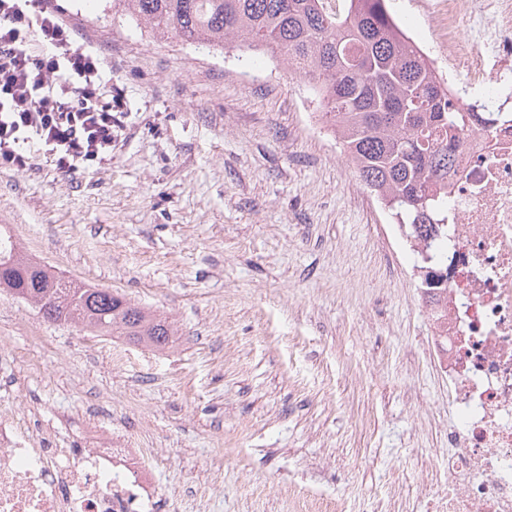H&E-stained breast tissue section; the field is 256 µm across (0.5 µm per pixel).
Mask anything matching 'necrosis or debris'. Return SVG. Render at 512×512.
<instances>
[{
  "mask_svg": "<svg viewBox=\"0 0 512 512\" xmlns=\"http://www.w3.org/2000/svg\"><path fill=\"white\" fill-rule=\"evenodd\" d=\"M448 99L492 122L463 134L448 179L445 286L425 294L433 353L456 422L448 487L427 512H512V0H440ZM23 447L0 417V512H159L152 449L103 431L71 447L32 429Z\"/></svg>",
  "mask_w": 512,
  "mask_h": 512,
  "instance_id": "necrosis-or-debris-1",
  "label": "necrosis or debris"
}]
</instances>
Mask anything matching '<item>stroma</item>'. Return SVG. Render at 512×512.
Here are the masks:
<instances>
[{"label":"stroma","mask_w":512,"mask_h":512,"mask_svg":"<svg viewBox=\"0 0 512 512\" xmlns=\"http://www.w3.org/2000/svg\"><path fill=\"white\" fill-rule=\"evenodd\" d=\"M50 0L121 96L112 158L0 166V225L25 255L156 311L163 350L44 321L0 289V410L80 443L95 424L158 449L179 512H423L451 424L404 229L363 187L305 78ZM448 73L437 0H396ZM41 327L46 342L33 339ZM131 359L112 364L111 347Z\"/></svg>","instance_id":"1"}]
</instances>
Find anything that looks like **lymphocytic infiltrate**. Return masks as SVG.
Instances as JSON below:
<instances>
[{
	"instance_id": "obj_1",
	"label": "lymphocytic infiltrate",
	"mask_w": 512,
	"mask_h": 512,
	"mask_svg": "<svg viewBox=\"0 0 512 512\" xmlns=\"http://www.w3.org/2000/svg\"><path fill=\"white\" fill-rule=\"evenodd\" d=\"M36 39L48 52L33 48ZM100 68L47 0H0V166L25 169L32 137L63 173L111 160L120 99L105 91Z\"/></svg>"
}]
</instances>
